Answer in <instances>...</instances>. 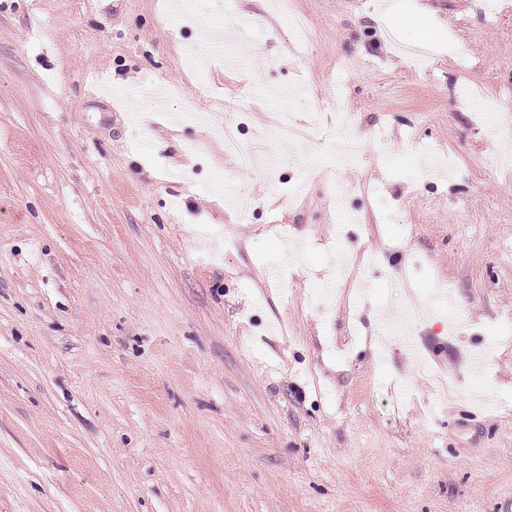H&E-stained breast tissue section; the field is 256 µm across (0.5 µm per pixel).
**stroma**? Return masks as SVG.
Instances as JSON below:
<instances>
[{
    "label": "stroma",
    "mask_w": 512,
    "mask_h": 512,
    "mask_svg": "<svg viewBox=\"0 0 512 512\" xmlns=\"http://www.w3.org/2000/svg\"><path fill=\"white\" fill-rule=\"evenodd\" d=\"M504 3L0 0V512H512V166L458 98L512 101ZM214 27L246 66L188 69ZM285 109L323 140L238 170Z\"/></svg>",
    "instance_id": "obj_1"
}]
</instances>
